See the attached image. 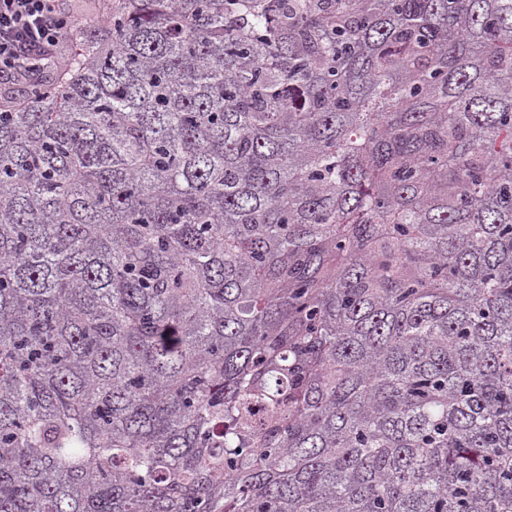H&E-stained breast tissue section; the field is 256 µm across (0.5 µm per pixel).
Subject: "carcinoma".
<instances>
[{"label": "carcinoma", "instance_id": "obj_1", "mask_svg": "<svg viewBox=\"0 0 512 512\" xmlns=\"http://www.w3.org/2000/svg\"><path fill=\"white\" fill-rule=\"evenodd\" d=\"M0 107V512H512V0H102Z\"/></svg>", "mask_w": 512, "mask_h": 512}]
</instances>
